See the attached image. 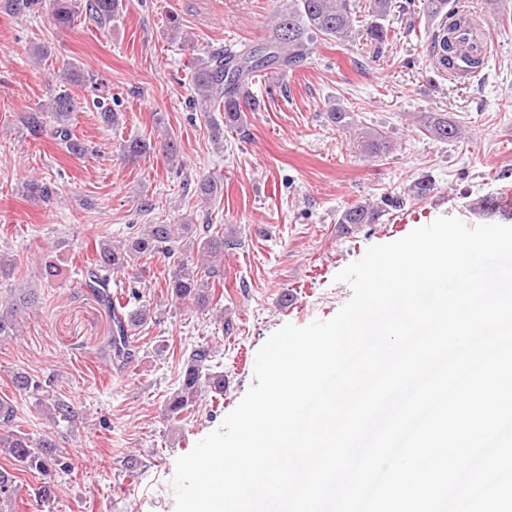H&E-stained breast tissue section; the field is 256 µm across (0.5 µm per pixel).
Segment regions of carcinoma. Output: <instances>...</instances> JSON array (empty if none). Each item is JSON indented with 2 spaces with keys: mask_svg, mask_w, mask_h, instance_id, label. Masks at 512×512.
Instances as JSON below:
<instances>
[{
  "mask_svg": "<svg viewBox=\"0 0 512 512\" xmlns=\"http://www.w3.org/2000/svg\"><path fill=\"white\" fill-rule=\"evenodd\" d=\"M423 11L438 21L430 56L437 68L446 70L455 53L454 32L459 21L448 20V0H423ZM395 8L394 0H369L367 6L371 21L363 25L361 33L366 40L381 47L388 40L386 21ZM39 9L48 11L57 27H71L84 16L101 27L123 12V0H0V12L24 17ZM360 7L357 0H288L285 7L272 8V35L266 47L258 50L243 47L216 50L200 59L193 74L191 102L201 112L219 106L224 112V125L211 128L213 141L224 139V129L245 138L248 130L245 112H259L264 100L251 91L252 80L260 73L275 70L285 75L298 68L312 54L314 36L322 35L344 45L355 41L356 23ZM61 79L97 90V83L82 68L70 65ZM80 102L71 94L57 93L48 104L28 112L23 118L26 135L37 141L45 134L60 144L69 155L81 158L88 152L87 145L72 131L71 118L79 111ZM425 130L440 140H455L461 128L444 117L430 116ZM154 149L152 143L134 137L122 146L124 157L135 161ZM26 196L47 201L53 188L39 180L29 179L23 185ZM199 201L208 205L224 194V180L213 175L200 178L196 187ZM383 206L358 202L347 207L339 218L341 224H377L384 216ZM127 238L117 244L109 239L99 241L96 256L80 271L79 286L86 289L107 311L112 320V335L107 341L113 367L121 370L133 363L140 346L136 331L152 319L153 308L139 303L132 309L116 302L112 295V280L118 274L130 273L136 266L161 255L168 260L164 287L176 301L193 305L197 309L210 307L217 282L224 279V249L232 244L233 230L222 224H132ZM8 297L0 302V338L15 336L19 319L38 304L35 289L9 284ZM216 347L207 341L193 345L185 355L178 380V388L166 402V415L170 421L195 406L203 394L224 395V372L214 363ZM17 391L35 398L55 426L69 428L79 420L75 406L57 395L54 380H37L25 372L13 375ZM16 419L14 408L0 402V448L12 458L20 470L35 472L46 478L38 488V496L48 500L55 496V484L48 477L55 472L70 470L66 436L61 433L32 437L12 431ZM17 494L16 476L0 469V512L11 505Z\"/></svg>",
  "mask_w": 512,
  "mask_h": 512,
  "instance_id": "obj_1",
  "label": "carcinoma"
}]
</instances>
